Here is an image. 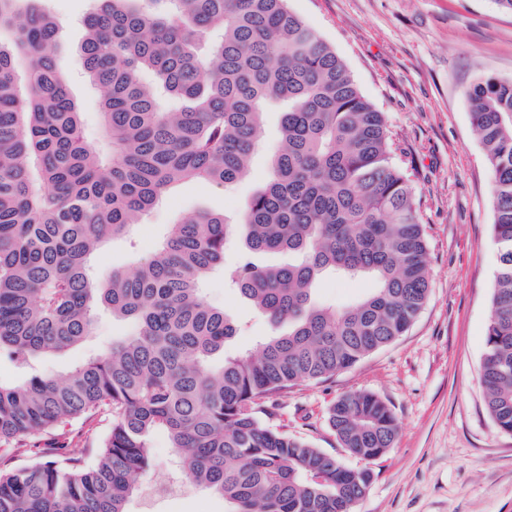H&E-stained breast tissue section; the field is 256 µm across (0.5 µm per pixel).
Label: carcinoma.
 Wrapping results in <instances>:
<instances>
[{"label": "carcinoma", "instance_id": "carcinoma-1", "mask_svg": "<svg viewBox=\"0 0 512 512\" xmlns=\"http://www.w3.org/2000/svg\"><path fill=\"white\" fill-rule=\"evenodd\" d=\"M36 2L0 0V31L12 33L0 44V355L27 365L64 351L90 334L98 307L136 331L61 379L0 384V451L34 457L0 469V512H127L158 429L185 477L223 497L227 512H353L372 470L260 415L288 388L391 344L428 297L424 224L385 114L288 0H96L79 64L100 94L104 152L82 134L83 112L55 64L58 22ZM214 35L200 57L196 43ZM269 101L286 106L281 147L236 222L185 216L134 274L91 271L93 256L132 238L173 186L240 181ZM468 101L492 174L499 252L482 381L495 426L512 434V80L480 79ZM275 253L288 261L268 263ZM216 273L288 330L255 353L224 356L240 323L203 295ZM329 275L375 287L323 306L315 290ZM77 419L109 421L93 457L27 447ZM328 423L368 463L398 432L369 392L336 399Z\"/></svg>", "mask_w": 512, "mask_h": 512}]
</instances>
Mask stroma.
<instances>
[{
  "mask_svg": "<svg viewBox=\"0 0 512 512\" xmlns=\"http://www.w3.org/2000/svg\"><path fill=\"white\" fill-rule=\"evenodd\" d=\"M93 0H46L60 22L58 68L83 112L85 133L101 143L99 98L77 64L83 20ZM345 61L363 94L384 112L426 223L430 293L413 325L389 346L330 379L289 388L266 422L338 456L328 424L340 396L371 392L393 410L398 434L372 462L374 477L354 512H512V436L494 425L485 402L481 361L499 254L493 240V184L485 152L470 123L467 89L479 79H512V14L495 0H288ZM280 112L270 106L250 174L227 189L184 182L135 228V246L114 243L92 260L98 276L147 260L169 224L207 210L236 221L262 186L279 147ZM205 298L245 323L224 348L251 351L273 328L211 277ZM131 322L97 309L92 333L59 354L36 358L32 371L0 357V383L18 385L30 373L58 377L131 335ZM148 485H170L167 497H131L128 512H224L223 499L187 482L169 440L151 441Z\"/></svg>",
  "mask_w": 512,
  "mask_h": 512,
  "instance_id": "1",
  "label": "stroma"
}]
</instances>
